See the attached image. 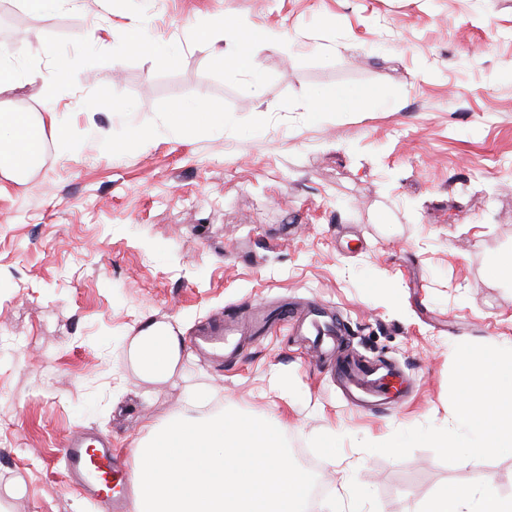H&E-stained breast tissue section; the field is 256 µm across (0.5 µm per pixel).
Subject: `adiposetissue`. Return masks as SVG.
<instances>
[{
    "instance_id": "obj_1",
    "label": "adipose tissue",
    "mask_w": 512,
    "mask_h": 512,
    "mask_svg": "<svg viewBox=\"0 0 512 512\" xmlns=\"http://www.w3.org/2000/svg\"><path fill=\"white\" fill-rule=\"evenodd\" d=\"M257 46L250 31L235 27L224 44L213 46L212 64L229 71H257ZM313 109L332 112L348 106L369 107L378 96L373 89L334 87L313 92ZM55 113L36 118L28 112L0 114V147L9 156L12 171L26 169L40 156L47 135H60ZM183 346L173 328L163 322L144 324L133 336L129 355L141 376L151 382L169 379L182 359ZM462 397L458 420L474 437L473 447L461 448L464 463L479 464L483 455L493 451H512V360L499 355L470 359L461 383ZM424 512H512V498L499 495L492 480L461 492L442 490L433 497Z\"/></svg>"
}]
</instances>
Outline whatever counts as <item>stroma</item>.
<instances>
[{
    "label": "stroma",
    "instance_id": "obj_1",
    "mask_svg": "<svg viewBox=\"0 0 512 512\" xmlns=\"http://www.w3.org/2000/svg\"><path fill=\"white\" fill-rule=\"evenodd\" d=\"M4 9L8 102L56 113L65 137L0 173V512H96L59 460L72 432L126 456L146 420L227 409L281 426L323 486L316 512H423L487 477L512 496V453L464 464L455 419L468 357L512 351V0ZM222 17L251 27L258 75L211 64L203 30ZM136 29L178 58L116 55ZM340 86L376 90L380 111L311 115L312 92ZM194 102L223 128L177 131ZM315 303L352 353L401 372L396 405L354 406L283 329L228 362L193 344L217 315ZM149 320L185 341L162 382L129 358Z\"/></svg>",
    "mask_w": 512,
    "mask_h": 512
}]
</instances>
